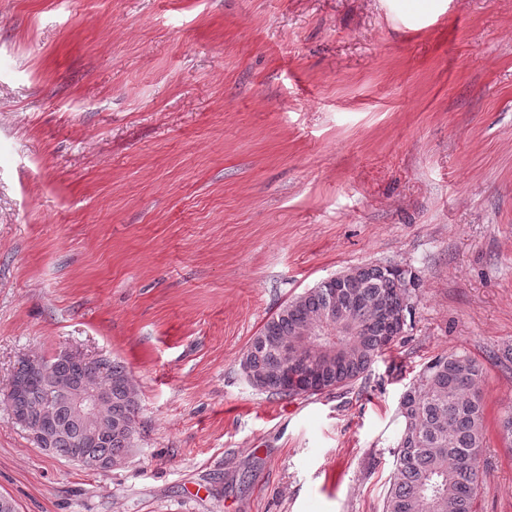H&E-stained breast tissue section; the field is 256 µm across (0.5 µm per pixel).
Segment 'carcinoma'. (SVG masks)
Here are the masks:
<instances>
[{"label":"carcinoma","mask_w":512,"mask_h":512,"mask_svg":"<svg viewBox=\"0 0 512 512\" xmlns=\"http://www.w3.org/2000/svg\"><path fill=\"white\" fill-rule=\"evenodd\" d=\"M352 283L335 294L317 285L284 305L254 336L240 361L260 377L254 388L272 395H297L282 372L284 354L322 364L323 386L310 394L349 385L369 370L395 340L388 338V312L411 311L405 272L387 265L354 267ZM340 303L353 322L352 331L336 325V336H298L304 324L328 319L330 305ZM58 377L75 382L97 379L111 390L102 421L114 425L98 442L85 440L82 423L62 405L56 414L54 453L72 461L122 458L134 436L115 425L136 414L137 393L124 364L102 359L103 368L73 364L61 355L51 359ZM483 367L462 352L430 361L409 387L399 406L403 427L393 449L394 479L383 512H475L481 484L480 459L486 446V407L480 390ZM27 390L18 402H7L13 414L25 407L35 413L48 398L46 380L26 375Z\"/></svg>","instance_id":"carcinoma-1"}]
</instances>
